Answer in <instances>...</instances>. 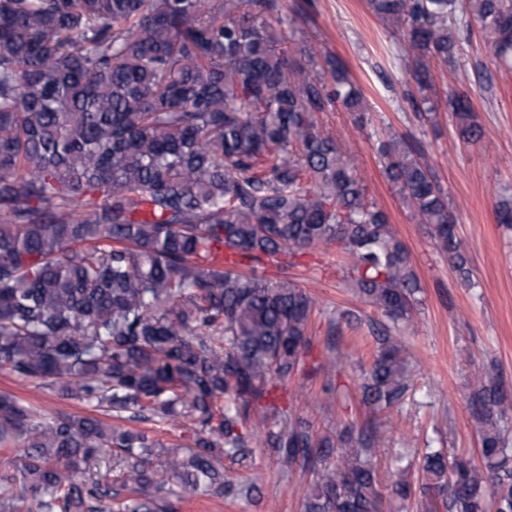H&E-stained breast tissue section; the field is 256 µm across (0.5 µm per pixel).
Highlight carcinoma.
Returning <instances> with one entry per match:
<instances>
[{"label": "carcinoma", "instance_id": "obj_1", "mask_svg": "<svg viewBox=\"0 0 512 512\" xmlns=\"http://www.w3.org/2000/svg\"><path fill=\"white\" fill-rule=\"evenodd\" d=\"M417 50L404 61L429 101L425 58L448 61L457 0H366ZM499 58L512 57V0H466ZM275 0H0V370L130 421L188 424L179 448L97 416L40 415L0 394V512H177L174 486L237 498L224 460L247 459L250 406L302 368L311 298L282 271L319 245L355 260L347 285L393 323L411 321L420 284L385 211L315 114L368 111L342 61L277 50ZM328 71L334 87L327 86ZM465 140L482 127L465 93L448 94ZM385 173L448 262L470 282L448 202L395 138ZM407 365L390 337L360 385L379 409L401 405ZM470 403L481 463L422 456L424 491L448 512H512L509 410L480 373ZM281 467L322 464L304 512H381L370 465L375 422L313 439L265 405ZM336 455L334 463L327 459ZM391 483L406 500L414 459ZM117 467L121 487L84 471Z\"/></svg>", "mask_w": 512, "mask_h": 512}]
</instances>
